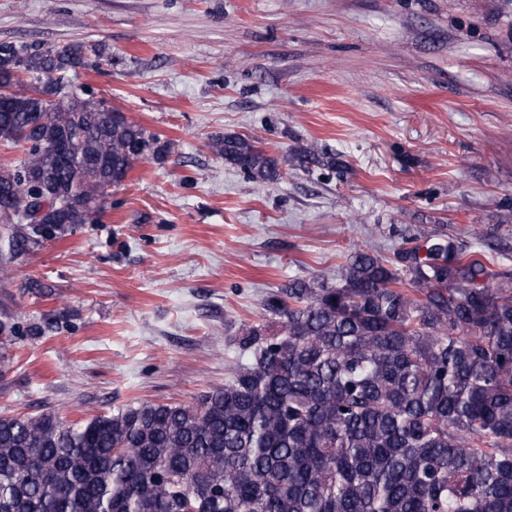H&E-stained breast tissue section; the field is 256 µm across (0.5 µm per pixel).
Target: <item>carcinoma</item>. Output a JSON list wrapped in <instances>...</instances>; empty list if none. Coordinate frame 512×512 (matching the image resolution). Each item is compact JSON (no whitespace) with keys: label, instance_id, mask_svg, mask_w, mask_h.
I'll return each instance as SVG.
<instances>
[{"label":"carcinoma","instance_id":"carcinoma-1","mask_svg":"<svg viewBox=\"0 0 512 512\" xmlns=\"http://www.w3.org/2000/svg\"><path fill=\"white\" fill-rule=\"evenodd\" d=\"M112 56L97 43L0 42V273L91 224L104 191L172 143L70 74ZM257 137L211 142L256 184L289 167L345 163ZM47 202L37 223L28 210ZM388 255L357 247L327 277L291 279L245 324L247 356L192 405L138 401L66 423L0 414V512H512V269L490 243L391 229ZM0 313V365L17 334Z\"/></svg>","mask_w":512,"mask_h":512}]
</instances>
